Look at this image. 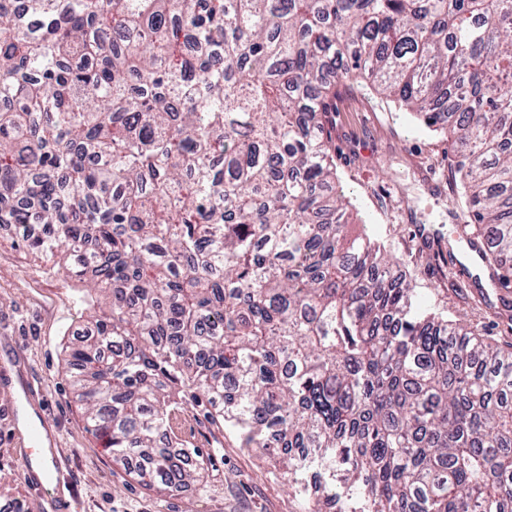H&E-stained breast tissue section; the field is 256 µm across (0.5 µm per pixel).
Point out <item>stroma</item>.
Segmentation results:
<instances>
[{
  "instance_id": "obj_1",
  "label": "stroma",
  "mask_w": 512,
  "mask_h": 512,
  "mask_svg": "<svg viewBox=\"0 0 512 512\" xmlns=\"http://www.w3.org/2000/svg\"><path fill=\"white\" fill-rule=\"evenodd\" d=\"M340 183L354 205L353 219L366 224L406 261L422 304L456 319L479 322L486 337L512 351V296L484 306L473 303L460 265H430L426 257L444 246L460 247L457 224L469 222L464 196L452 183L445 137L416 122L397 102L369 86L342 90L332 115ZM93 302L84 283L65 273H46L13 234L0 236V353L24 352L25 373L46 409L51 436L69 456L77 492L76 512H298L278 468L232 435H214L204 406H191L181 432L206 461L201 484L169 495L139 485L112 460L102 439L85 426L66 372L64 350L89 327ZM10 384H0V505L22 502L30 512H49L44 498L22 477L17 446L29 414L6 413Z\"/></svg>"
}]
</instances>
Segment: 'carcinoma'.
Here are the masks:
<instances>
[{
	"mask_svg": "<svg viewBox=\"0 0 512 512\" xmlns=\"http://www.w3.org/2000/svg\"><path fill=\"white\" fill-rule=\"evenodd\" d=\"M336 62L447 135L512 288V0H0V225L106 293L65 362L144 487L203 478V397L300 512H512V352L351 232Z\"/></svg>",
	"mask_w": 512,
	"mask_h": 512,
	"instance_id": "cac0c4a2",
	"label": "carcinoma"
}]
</instances>
